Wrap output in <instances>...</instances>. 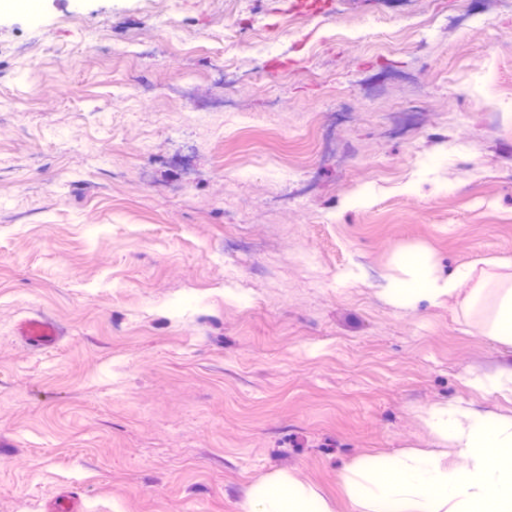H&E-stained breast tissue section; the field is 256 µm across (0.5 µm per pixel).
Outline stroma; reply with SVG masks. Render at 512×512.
Returning <instances> with one entry per match:
<instances>
[{
    "label": "stroma",
    "instance_id": "stroma-1",
    "mask_svg": "<svg viewBox=\"0 0 512 512\" xmlns=\"http://www.w3.org/2000/svg\"><path fill=\"white\" fill-rule=\"evenodd\" d=\"M506 250L512 0H17L0 512H243L280 471L353 512L340 472L437 447L430 406L512 415L464 383L512 349L382 285ZM23 330L27 336L41 341H49L59 335L57 327L47 319L38 318L26 322Z\"/></svg>",
    "mask_w": 512,
    "mask_h": 512
}]
</instances>
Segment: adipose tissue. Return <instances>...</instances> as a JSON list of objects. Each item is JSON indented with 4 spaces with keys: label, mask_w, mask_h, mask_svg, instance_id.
<instances>
[{
    "label": "adipose tissue",
    "mask_w": 512,
    "mask_h": 512,
    "mask_svg": "<svg viewBox=\"0 0 512 512\" xmlns=\"http://www.w3.org/2000/svg\"><path fill=\"white\" fill-rule=\"evenodd\" d=\"M406 297L423 296L435 304L456 298L468 311L486 310L474 329L512 347V255L474 259L457 273L441 279L429 262L413 261ZM244 512H333L329 501L293 474L278 472L251 487L243 503Z\"/></svg>",
    "instance_id": "ef3b65f1"
}]
</instances>
